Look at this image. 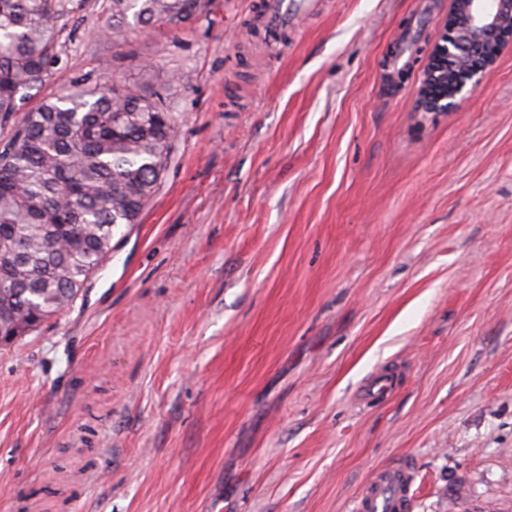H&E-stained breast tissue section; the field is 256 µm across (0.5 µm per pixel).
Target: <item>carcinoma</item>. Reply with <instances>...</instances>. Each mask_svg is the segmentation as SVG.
Here are the masks:
<instances>
[{
	"label": "carcinoma",
	"instance_id": "obj_1",
	"mask_svg": "<svg viewBox=\"0 0 512 512\" xmlns=\"http://www.w3.org/2000/svg\"><path fill=\"white\" fill-rule=\"evenodd\" d=\"M72 0H0V329L26 336L76 300L135 223L163 174L175 126L166 97L76 87L15 115L57 58L54 21ZM119 41L195 18L205 0H111Z\"/></svg>",
	"mask_w": 512,
	"mask_h": 512
}]
</instances>
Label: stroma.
<instances>
[{"label":"stroma","mask_w":512,"mask_h":512,"mask_svg":"<svg viewBox=\"0 0 512 512\" xmlns=\"http://www.w3.org/2000/svg\"><path fill=\"white\" fill-rule=\"evenodd\" d=\"M260 2L58 19L30 107L165 86L175 134L73 305L0 347V512H351L403 462L406 512H512V37L424 111L453 0H318L274 44ZM111 22L106 35L119 41L135 30H152L194 19L205 0H111Z\"/></svg>","instance_id":"obj_1"}]
</instances>
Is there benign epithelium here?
<instances>
[{
    "mask_svg": "<svg viewBox=\"0 0 512 512\" xmlns=\"http://www.w3.org/2000/svg\"><path fill=\"white\" fill-rule=\"evenodd\" d=\"M509 35L512 0H458L433 46V62L418 91V106L432 111L458 107V96L467 86H476L482 71L495 64ZM433 84L444 86L442 97H429L428 87Z\"/></svg>",
    "mask_w": 512,
    "mask_h": 512,
    "instance_id": "benign-epithelium-1",
    "label": "benign epithelium"
}]
</instances>
